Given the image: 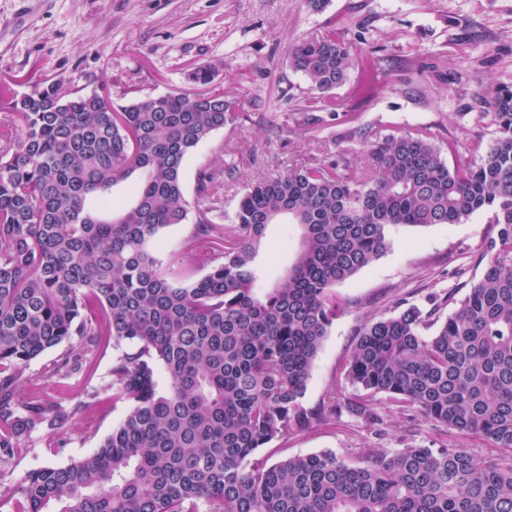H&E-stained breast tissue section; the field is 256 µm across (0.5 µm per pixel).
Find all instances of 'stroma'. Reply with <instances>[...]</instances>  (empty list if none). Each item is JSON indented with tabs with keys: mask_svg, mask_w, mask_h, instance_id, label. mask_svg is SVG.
<instances>
[{
	"mask_svg": "<svg viewBox=\"0 0 512 512\" xmlns=\"http://www.w3.org/2000/svg\"><path fill=\"white\" fill-rule=\"evenodd\" d=\"M344 28L357 58L378 57L384 68L370 95L357 91L359 70L336 88L341 108L329 118L313 102L306 78L288 66L297 39L328 25ZM216 72L210 91L229 93L241 103L236 121L215 131L188 156L185 195L196 201L201 169L239 166L231 187L211 194L206 204L216 224L232 223L240 197L257 178L317 163L345 149V125L395 133L432 127L448 165L469 159L470 140L491 142L494 130L465 114L466 106L495 84L512 85V0H326L321 10L306 0H0V125L10 101L31 89V79L109 93L114 105L166 92H198L189 75L198 66ZM322 123L304 126L305 114ZM457 152H447L449 141ZM489 230L484 214L460 224L394 226L390 247L350 280L337 285L349 307L330 326L313 363L304 400L317 404L336 378L339 361L353 349L357 329L369 318L391 316L395 299L423 304L428 293L456 287L463 276L483 270L480 245ZM193 221L167 227L150 248L176 281L192 282L209 267L192 245ZM267 240L276 257L259 249L262 283L277 279L299 242L297 225H271ZM114 349L95 359L90 375L77 374L64 386L45 384L58 401L100 391L107 385ZM375 409L385 432L375 435L362 421L342 415L335 423L289 436L265 453L272 460L324 451L401 448L403 432L426 443L433 432L421 416L391 413L384 399ZM125 404H111L88 434L84 420L65 423L54 434L32 432L12 466L14 478L56 464L90 457L101 439L122 420ZM60 441L49 452V440Z\"/></svg>",
	"mask_w": 512,
	"mask_h": 512,
	"instance_id": "35a3bbf8",
	"label": "stroma"
}]
</instances>
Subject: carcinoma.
<instances>
[{"instance_id": "1", "label": "carcinoma", "mask_w": 512, "mask_h": 512, "mask_svg": "<svg viewBox=\"0 0 512 512\" xmlns=\"http://www.w3.org/2000/svg\"><path fill=\"white\" fill-rule=\"evenodd\" d=\"M289 65L331 106L356 59L332 28L302 39ZM379 67L377 58L361 65L363 88ZM478 103L496 137L471 141L470 163L449 166L428 126H353L340 137L362 143L364 165L345 150L264 177L224 227L199 210L194 240L210 249L202 260L222 262L182 284L149 243L188 219L185 160L238 118V101L167 92L116 107L96 90L37 83L14 99V134L0 146V482L31 432L104 410L97 390L65 406L41 386L80 373L111 344L129 349L108 384L112 403L128 406L124 418L91 457L8 487L10 512H512V87ZM135 172L133 201H114L112 188ZM236 175L233 164L201 170L197 203ZM479 212L491 224L485 267L466 292L364 323L335 381L306 404L316 354L348 308L336 286L385 253L390 227L459 224ZM284 218L299 226V247L283 278L259 288L258 249ZM58 347L39 377L24 374ZM379 395L436 432L483 441L488 456L414 442L272 464L260 455L345 411L382 434Z\"/></svg>"}]
</instances>
